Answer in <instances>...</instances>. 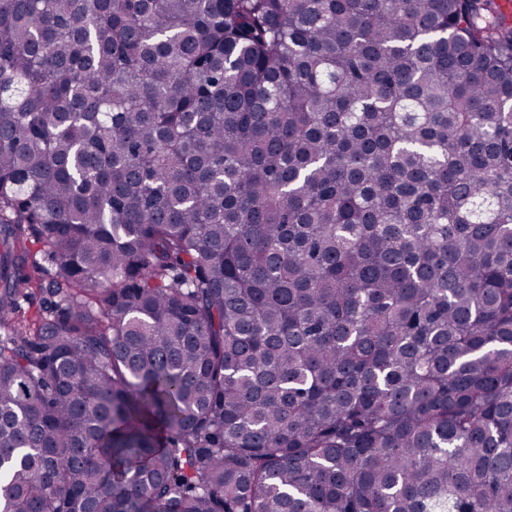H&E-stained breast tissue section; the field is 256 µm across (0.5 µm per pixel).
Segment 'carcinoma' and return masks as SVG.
Returning a JSON list of instances; mask_svg holds the SVG:
<instances>
[{"mask_svg":"<svg viewBox=\"0 0 512 512\" xmlns=\"http://www.w3.org/2000/svg\"><path fill=\"white\" fill-rule=\"evenodd\" d=\"M0 512H512L494 0H0ZM41 294L38 288H22L19 309L14 321L32 324L41 314Z\"/></svg>","mask_w":512,"mask_h":512,"instance_id":"obj_1","label":"carcinoma"}]
</instances>
